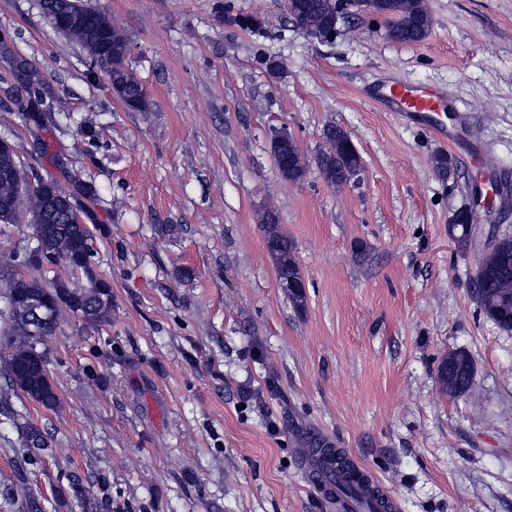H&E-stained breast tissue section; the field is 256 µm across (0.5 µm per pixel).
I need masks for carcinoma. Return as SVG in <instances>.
<instances>
[{"instance_id":"carcinoma-1","label":"carcinoma","mask_w":512,"mask_h":512,"mask_svg":"<svg viewBox=\"0 0 512 512\" xmlns=\"http://www.w3.org/2000/svg\"><path fill=\"white\" fill-rule=\"evenodd\" d=\"M387 25L386 36L397 43H418L431 29V18L422 0H379ZM43 16L50 24L59 22L62 0H39ZM336 0H290L288 9L292 24L300 29L312 26L325 34L332 28L336 14ZM216 9L224 17L235 20L244 31L259 29L252 14L235 11L233 0H219ZM111 30V22L96 9H87L83 23L78 26L60 25L57 31L80 44L88 53L91 64L101 66L105 51L99 43L97 31ZM13 40H0V59L10 70L13 87L27 95L34 91L47 99L50 112L62 111L59 98L49 91L46 80L26 58L12 49ZM118 99L134 110L148 108L144 89L137 77L128 69L108 73ZM325 145L316 154L314 162L325 179L339 184L345 169L359 161L347 145L348 133L330 126L324 132ZM274 163L281 175L300 180L309 162L301 156H292L290 149L272 148ZM70 187L64 188L55 179L40 180L30 186L28 170L19 155L12 151L0 153V224H18L26 219L33 229L37 251L25 247L15 252L5 269L0 271V335L7 350L3 375L7 387L21 392L46 409L59 408L52 371L49 368V343L59 325L62 314L69 313L90 324L106 323L112 318V288L94 275V241L98 228L91 224H71L68 221L66 201L69 194L93 200L95 189L74 175L69 176ZM264 232L268 252L275 264L277 278L302 280V273L295 258L293 243L278 224L275 215H265ZM448 232L454 237L458 249L465 252L471 247L466 224L460 216L453 218ZM63 261L73 275H82L86 283L57 277L45 282L36 276L43 265ZM483 294L478 303L485 316L500 329L512 332V297L505 299L498 288L512 281V236L502 237L496 252L480 261ZM36 300L41 304L43 320L29 324L27 303ZM22 439L21 462L28 466L39 465L53 455V440L45 429L30 422L19 425ZM305 447L324 453L327 441L314 429L302 431Z\"/></svg>"}]
</instances>
